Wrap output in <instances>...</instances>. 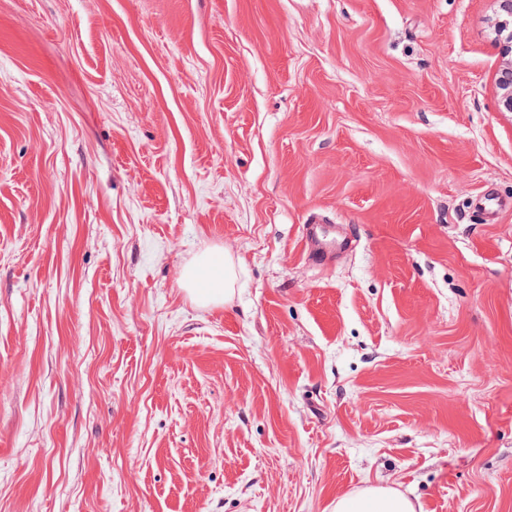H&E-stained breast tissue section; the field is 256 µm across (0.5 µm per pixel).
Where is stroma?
Segmentation results:
<instances>
[{"label":"stroma","instance_id":"stroma-1","mask_svg":"<svg viewBox=\"0 0 512 512\" xmlns=\"http://www.w3.org/2000/svg\"><path fill=\"white\" fill-rule=\"evenodd\" d=\"M498 20L0 0V512H512ZM209 248L237 293L203 309ZM233 266L232 257L223 250L208 251L184 267L180 280L202 306H221L235 295ZM332 512H416V505L395 488L374 485L337 497Z\"/></svg>","mask_w":512,"mask_h":512}]
</instances>
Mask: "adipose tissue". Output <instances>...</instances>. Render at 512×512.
<instances>
[{
  "label": "adipose tissue",
  "mask_w": 512,
  "mask_h": 512,
  "mask_svg": "<svg viewBox=\"0 0 512 512\" xmlns=\"http://www.w3.org/2000/svg\"><path fill=\"white\" fill-rule=\"evenodd\" d=\"M180 280L205 307L229 303L235 295L233 259L221 250L200 255L184 267ZM332 512H416V506L401 491L374 485L337 497Z\"/></svg>",
  "instance_id": "1"
}]
</instances>
